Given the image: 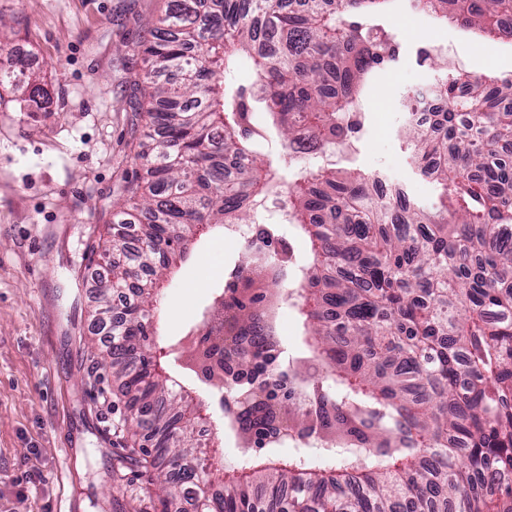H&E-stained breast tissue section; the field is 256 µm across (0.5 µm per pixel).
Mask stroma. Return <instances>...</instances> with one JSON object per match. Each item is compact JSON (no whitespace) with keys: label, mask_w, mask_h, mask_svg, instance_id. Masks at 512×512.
Here are the masks:
<instances>
[{"label":"stroma","mask_w":512,"mask_h":512,"mask_svg":"<svg viewBox=\"0 0 512 512\" xmlns=\"http://www.w3.org/2000/svg\"><path fill=\"white\" fill-rule=\"evenodd\" d=\"M164 0H0L8 48L23 53L49 99L36 112L11 107L0 85V512H160L154 490L166 466H145L143 437L124 425L134 406L103 361L105 342L89 282L91 244L107 238L112 206L139 167L141 128L133 83L140 41ZM398 64L379 82L381 101L364 100V128L353 148L336 152L340 168L383 173L411 200L430 205L437 185L408 159L400 129L405 94L434 84V69L415 63L417 48H438L449 68L512 74V45L476 40L459 28L430 26L414 13L384 18ZM244 253L211 234L166 290L157 351L197 391L208 428L235 464L221 393L187 369L185 332L209 292Z\"/></svg>","instance_id":"35a3bbf8"}]
</instances>
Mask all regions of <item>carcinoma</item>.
I'll return each mask as SVG.
<instances>
[{"mask_svg":"<svg viewBox=\"0 0 512 512\" xmlns=\"http://www.w3.org/2000/svg\"><path fill=\"white\" fill-rule=\"evenodd\" d=\"M141 43L139 91L144 137L134 156L145 176L124 186L110 238L90 247L100 280V311L114 287L144 274L164 286L195 240L226 224H291L311 250L288 268L245 246L239 267L258 291L261 323L244 373L269 360L268 337L296 282L298 324L329 387L312 389L295 427L322 434L323 467L306 451L225 470L209 480L194 442L201 418L148 356L156 290L125 303L112 324V370L138 406L130 431L150 430L155 456L170 474L156 491L161 512L181 499L194 512H512V78L473 75L439 65L442 50L417 61L439 67L434 95L446 104L438 122L403 131L411 162L439 186L427 210L399 187L377 196L381 178L318 163L294 175L283 195L281 170L259 150L275 140L351 148L361 106L376 74L396 60L386 30L353 20L383 16L395 0H164ZM420 14H440L500 39L512 0H409ZM248 66L251 89L226 80ZM15 87L19 111L41 109L47 91L30 83L25 60L0 61V85ZM272 117L260 126L254 113ZM141 246L127 252V236ZM125 254L122 264L108 260Z\"/></svg>","mask_w":512,"mask_h":512,"instance_id":"cac0c4a2","label":"carcinoma"}]
</instances>
